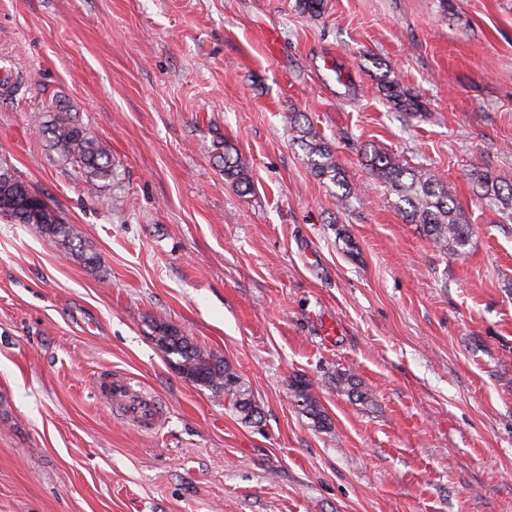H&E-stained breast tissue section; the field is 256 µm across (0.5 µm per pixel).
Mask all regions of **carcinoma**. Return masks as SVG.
I'll return each instance as SVG.
<instances>
[{"instance_id": "carcinoma-1", "label": "carcinoma", "mask_w": 512, "mask_h": 512, "mask_svg": "<svg viewBox=\"0 0 512 512\" xmlns=\"http://www.w3.org/2000/svg\"><path fill=\"white\" fill-rule=\"evenodd\" d=\"M376 88L384 100L397 112L415 118L422 112V102L411 94L397 77L387 70L376 78ZM295 139L300 141L310 169L321 180L344 189L338 201L347 203L357 195L348 172L336 160L328 143L311 127L294 125ZM55 145L67 159H73L103 176L112 172V158L101 149L90 132L70 118L60 115L51 124ZM224 180L238 191L246 193L252 178L233 154V147L224 145ZM367 166L371 175L396 192L405 204L403 212L411 224H417L433 245L442 250L458 251L468 245L471 235L464 213L456 204L448 183L431 174L408 168L401 159L377 150L372 151ZM485 200L496 215L512 221V183L503 184L485 171L472 174ZM0 215L18 224H36L41 233L54 246L63 249L74 261L88 266L94 257L81 245L77 228L67 223L34 189L20 180L6 165H0ZM155 340L163 352L171 357L170 363L186 380L222 392L232 405L252 420L259 411L244 383L220 357L202 350L189 337L168 325L156 327ZM296 405L311 416L314 424L322 427L327 417L320 409L308 386L297 383L293 389Z\"/></svg>"}]
</instances>
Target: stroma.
I'll list each match as a JSON object with an SVG mask.
<instances>
[{
	"label": "stroma",
	"mask_w": 512,
	"mask_h": 512,
	"mask_svg": "<svg viewBox=\"0 0 512 512\" xmlns=\"http://www.w3.org/2000/svg\"><path fill=\"white\" fill-rule=\"evenodd\" d=\"M0 58L21 77L0 162L96 257L0 216V512H512V222L471 179L512 182V0H0ZM379 63L421 116L379 98ZM58 110L111 176L62 159L35 121ZM297 120L360 186L347 205ZM375 147L448 183L465 249L406 222ZM162 323L223 358L259 421L169 365ZM106 374L163 427L100 400ZM232 150L235 152V156ZM223 160L224 180L237 188L238 191L242 193L248 192L252 185V178L242 165L236 149L229 145L225 146ZM99 391H105L109 404L122 403V415L132 421L141 429L154 430L159 428L165 421V416L157 400L141 398L140 400H127L132 392L130 385L122 380L104 379L100 380ZM294 400L298 407L311 416L315 425L318 427H324L327 424V417L324 412L320 409V406L316 399L308 390V386L302 382L296 383L293 389Z\"/></svg>",
	"instance_id": "obj_1"
}]
</instances>
